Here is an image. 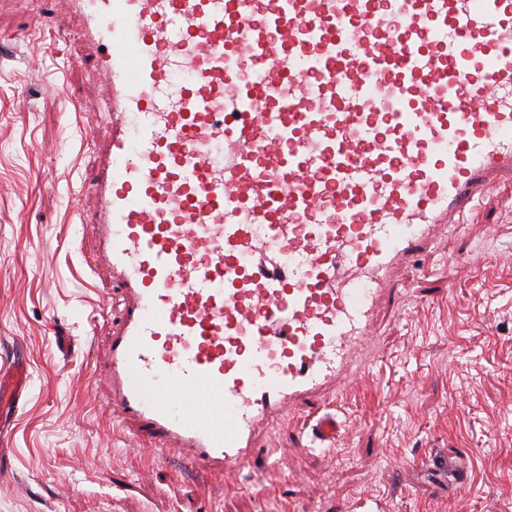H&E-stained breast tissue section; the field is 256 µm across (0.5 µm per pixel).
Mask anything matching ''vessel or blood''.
I'll return each instance as SVG.
<instances>
[{
  "label": "vessel or blood",
  "mask_w": 512,
  "mask_h": 512,
  "mask_svg": "<svg viewBox=\"0 0 512 512\" xmlns=\"http://www.w3.org/2000/svg\"><path fill=\"white\" fill-rule=\"evenodd\" d=\"M107 130L74 219L111 272L108 402L208 474L356 376L397 266L512 176V0H58Z\"/></svg>",
  "instance_id": "vessel-or-blood-1"
}]
</instances>
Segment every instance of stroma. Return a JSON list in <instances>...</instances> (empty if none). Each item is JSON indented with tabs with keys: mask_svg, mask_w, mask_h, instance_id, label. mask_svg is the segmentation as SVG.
I'll return each instance as SVG.
<instances>
[{
	"mask_svg": "<svg viewBox=\"0 0 512 512\" xmlns=\"http://www.w3.org/2000/svg\"><path fill=\"white\" fill-rule=\"evenodd\" d=\"M44 2L0 0V369L18 350L31 376L0 411V512H512V181L400 270L364 372L326 403L347 428L334 447L304 448L299 405L257 435L247 479L135 449L99 371L110 279L71 222L93 205L78 190L104 87L75 20L40 27Z\"/></svg>",
	"mask_w": 512,
	"mask_h": 512,
	"instance_id": "1",
	"label": "stroma"
}]
</instances>
